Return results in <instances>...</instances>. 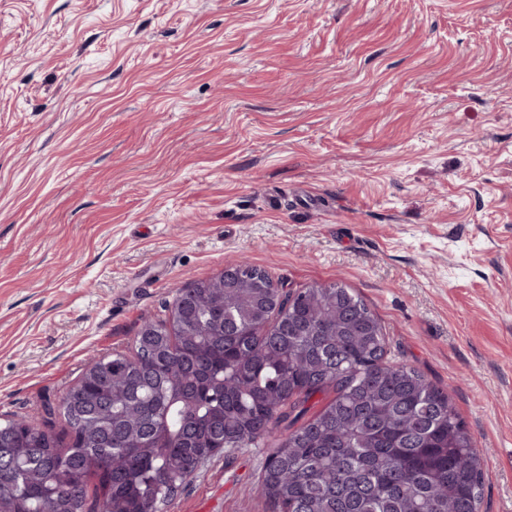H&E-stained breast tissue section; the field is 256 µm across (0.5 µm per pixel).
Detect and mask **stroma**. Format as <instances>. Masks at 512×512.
Returning a JSON list of instances; mask_svg holds the SVG:
<instances>
[{"mask_svg": "<svg viewBox=\"0 0 512 512\" xmlns=\"http://www.w3.org/2000/svg\"><path fill=\"white\" fill-rule=\"evenodd\" d=\"M241 259L362 298L512 512V0H0V420ZM262 462L167 512H270Z\"/></svg>", "mask_w": 512, "mask_h": 512, "instance_id": "obj_1", "label": "stroma"}]
</instances>
